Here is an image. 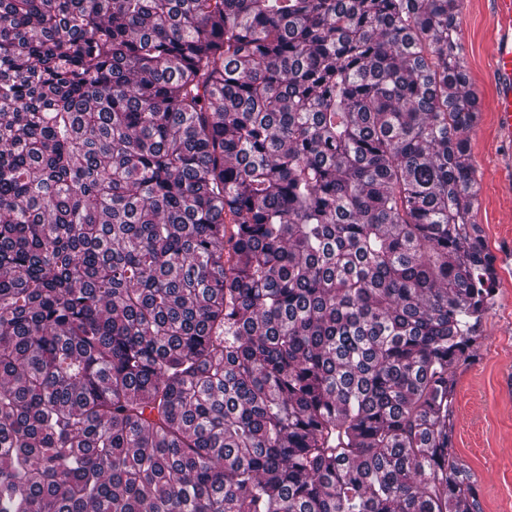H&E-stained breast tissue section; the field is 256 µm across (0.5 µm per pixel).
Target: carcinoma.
I'll list each match as a JSON object with an SVG mask.
<instances>
[{
    "label": "carcinoma",
    "mask_w": 512,
    "mask_h": 512,
    "mask_svg": "<svg viewBox=\"0 0 512 512\" xmlns=\"http://www.w3.org/2000/svg\"><path fill=\"white\" fill-rule=\"evenodd\" d=\"M460 9L0 0V512H478Z\"/></svg>",
    "instance_id": "obj_1"
}]
</instances>
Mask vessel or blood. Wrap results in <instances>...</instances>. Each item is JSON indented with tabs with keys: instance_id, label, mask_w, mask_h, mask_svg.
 <instances>
[{
	"instance_id": "1",
	"label": "vessel or blood",
	"mask_w": 512,
	"mask_h": 512,
	"mask_svg": "<svg viewBox=\"0 0 512 512\" xmlns=\"http://www.w3.org/2000/svg\"><path fill=\"white\" fill-rule=\"evenodd\" d=\"M496 39L493 55V77L498 86L495 109L501 142L505 147L504 165L509 171L503 182L512 192V0H492Z\"/></svg>"
}]
</instances>
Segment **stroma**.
<instances>
[{"label": "stroma", "instance_id": "35a3bbf8", "mask_svg": "<svg viewBox=\"0 0 512 512\" xmlns=\"http://www.w3.org/2000/svg\"><path fill=\"white\" fill-rule=\"evenodd\" d=\"M460 37L482 100L480 119L466 133L480 177L476 221L497 258L498 282L482 347L458 375L454 460L472 477L481 512H512V195L500 189L490 0H462Z\"/></svg>", "mask_w": 512, "mask_h": 512}]
</instances>
